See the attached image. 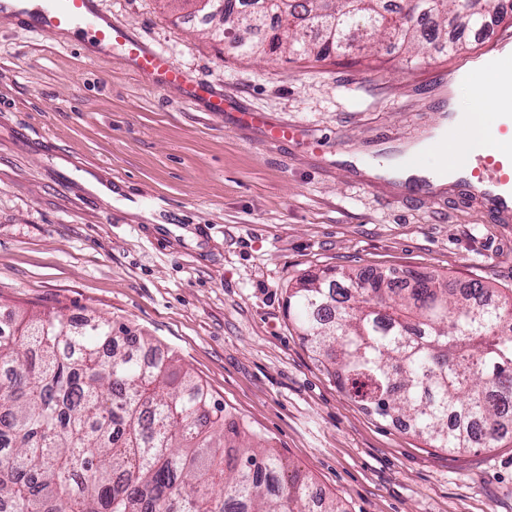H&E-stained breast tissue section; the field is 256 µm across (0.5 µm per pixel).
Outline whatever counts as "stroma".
<instances>
[{"instance_id":"35a3bbf8","label":"stroma","mask_w":512,"mask_h":512,"mask_svg":"<svg viewBox=\"0 0 512 512\" xmlns=\"http://www.w3.org/2000/svg\"><path fill=\"white\" fill-rule=\"evenodd\" d=\"M98 2L241 108L321 144L266 142L90 42L0 23V315L92 311L148 336L343 512H512V438L451 453L367 412L296 336L285 294L348 265L512 289V214L358 169L430 136L449 76L487 40L452 29L414 64L388 44L254 58L184 22L176 0ZM352 152L359 164L337 162Z\"/></svg>"}]
</instances>
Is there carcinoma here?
I'll return each mask as SVG.
<instances>
[{
    "mask_svg": "<svg viewBox=\"0 0 512 512\" xmlns=\"http://www.w3.org/2000/svg\"><path fill=\"white\" fill-rule=\"evenodd\" d=\"M210 17L241 56L283 47L325 60L362 26L365 47L421 49L448 23L480 30L512 0H259V25L227 6ZM266 29L261 41L251 34ZM288 320L342 391L461 452L512 435V290L450 289L396 268L327 267L286 291ZM112 321H0V512H341L212 403L203 382L145 336L116 346Z\"/></svg>",
    "mask_w": 512,
    "mask_h": 512,
    "instance_id": "carcinoma-1",
    "label": "carcinoma"
}]
</instances>
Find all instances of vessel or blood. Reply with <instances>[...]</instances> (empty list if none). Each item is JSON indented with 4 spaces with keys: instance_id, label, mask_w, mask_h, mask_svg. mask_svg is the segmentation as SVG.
Masks as SVG:
<instances>
[{
    "instance_id": "1",
    "label": "vessel or blood",
    "mask_w": 512,
    "mask_h": 512,
    "mask_svg": "<svg viewBox=\"0 0 512 512\" xmlns=\"http://www.w3.org/2000/svg\"><path fill=\"white\" fill-rule=\"evenodd\" d=\"M38 8L39 33L51 37L64 28L81 33L95 43L103 54L120 53L132 72L147 77L159 87H175L185 102H206L209 111L233 113L236 120L262 130L265 138L288 142L298 138V129L288 125L269 123L263 113L238 108L235 101L222 91L196 80L188 71L175 66L163 51L150 47L136 38L123 25L113 21L111 15L99 10L95 0H41ZM496 131L500 148L489 154L474 152L470 155L472 186L475 195L485 207L497 214L512 212V113L497 116ZM444 158L448 155L447 140L429 141L419 152L401 155L406 165L422 163L425 155Z\"/></svg>"
}]
</instances>
